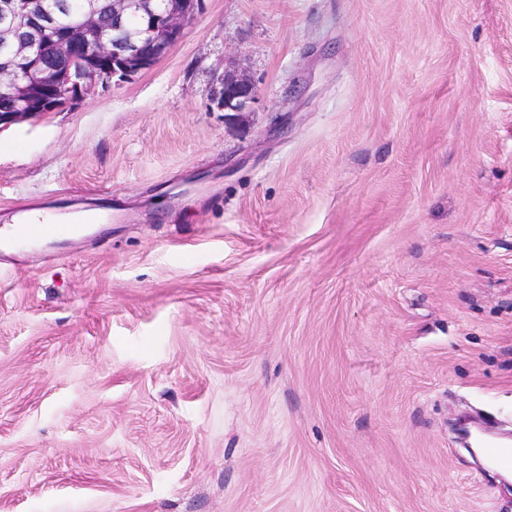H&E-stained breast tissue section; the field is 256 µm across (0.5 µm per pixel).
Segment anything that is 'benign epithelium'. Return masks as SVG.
Listing matches in <instances>:
<instances>
[{
  "mask_svg": "<svg viewBox=\"0 0 512 512\" xmlns=\"http://www.w3.org/2000/svg\"><path fill=\"white\" fill-rule=\"evenodd\" d=\"M74 28H54L53 13L66 9L58 0L34 9L31 3L0 0V93L19 103L13 112L0 113V129L60 110L54 92L60 84L72 89L74 106L101 84L123 82L148 70L167 55L201 13L200 0H165L161 11L154 0H107L112 27L120 31L130 16L140 14L149 38L118 41L105 36L100 26L98 0H74ZM48 54L67 61L64 70L45 61ZM256 98L255 84L239 75H225L216 95L217 105L241 112Z\"/></svg>",
  "mask_w": 512,
  "mask_h": 512,
  "instance_id": "7a95c632",
  "label": "benign epithelium"
}]
</instances>
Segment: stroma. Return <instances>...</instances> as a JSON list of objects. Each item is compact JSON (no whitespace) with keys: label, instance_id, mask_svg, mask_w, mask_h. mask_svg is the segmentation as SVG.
Returning a JSON list of instances; mask_svg holds the SVG:
<instances>
[{"label":"stroma","instance_id":"stroma-1","mask_svg":"<svg viewBox=\"0 0 512 512\" xmlns=\"http://www.w3.org/2000/svg\"><path fill=\"white\" fill-rule=\"evenodd\" d=\"M33 209L89 230L0 258V512H512V0H204L0 130ZM215 100L224 111L241 112L256 98L255 84L239 75H224Z\"/></svg>","mask_w":512,"mask_h":512}]
</instances>
